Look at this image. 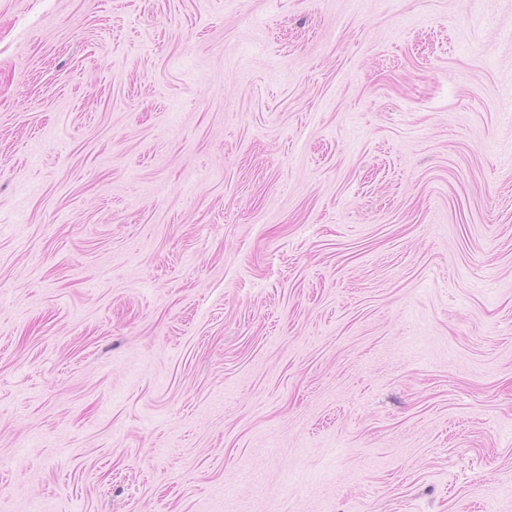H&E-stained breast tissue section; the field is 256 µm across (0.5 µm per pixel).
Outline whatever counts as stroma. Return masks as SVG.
I'll return each mask as SVG.
<instances>
[{"mask_svg":"<svg viewBox=\"0 0 512 512\" xmlns=\"http://www.w3.org/2000/svg\"><path fill=\"white\" fill-rule=\"evenodd\" d=\"M0 512H512V0H0Z\"/></svg>","mask_w":512,"mask_h":512,"instance_id":"35a3bbf8","label":"stroma"}]
</instances>
